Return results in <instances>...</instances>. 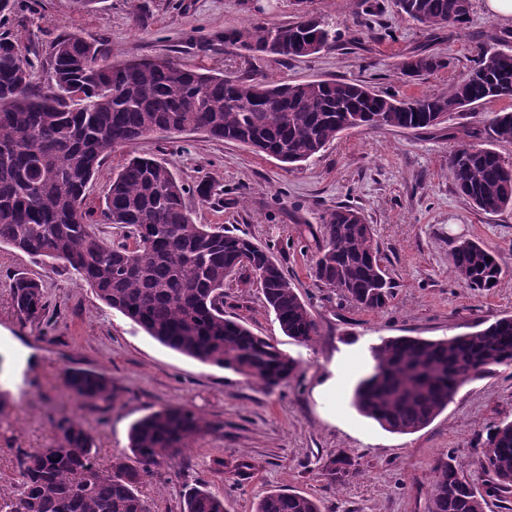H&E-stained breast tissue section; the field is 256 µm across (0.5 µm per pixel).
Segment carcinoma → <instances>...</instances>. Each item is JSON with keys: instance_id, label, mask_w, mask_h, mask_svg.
I'll list each match as a JSON object with an SVG mask.
<instances>
[{"instance_id": "cac0c4a2", "label": "carcinoma", "mask_w": 512, "mask_h": 512, "mask_svg": "<svg viewBox=\"0 0 512 512\" xmlns=\"http://www.w3.org/2000/svg\"><path fill=\"white\" fill-rule=\"evenodd\" d=\"M400 13L428 27L468 21L471 0H397ZM250 56L281 59L320 53L336 43V30L319 17L288 24H257L224 34ZM442 66L433 54L407 56L403 75L418 77ZM512 98V53L487 50L468 78L448 90L414 100L381 95L347 81L247 82L222 72L167 60L109 62L101 46L76 36L51 47L43 83L10 32L0 33V244L30 257L61 263L94 288L109 308L162 345L204 364L231 370L272 390L291 378L297 361L243 320L224 314V288L256 278L264 304L283 333L306 344L317 323L270 252L224 226L193 222L185 188L163 161L134 156L112 176L105 220L123 241L101 237L83 203L90 182L113 151L157 134L199 132L242 143L288 165L316 157L341 132L391 127L423 130L481 102ZM490 130L512 142V111L494 113ZM462 196L487 214L512 210V165L478 134L448 157ZM313 258L317 281L340 291L356 307L378 311L393 287L374 244L372 226L352 208L338 206L320 225ZM467 288H494L507 268L482 243L464 240L448 254ZM17 311L30 321L46 309L42 285L22 274L11 285ZM381 377L363 379L353 406L383 429L400 434L430 424L465 382L491 366L512 364V317H503L465 340L387 338L371 350ZM83 401H106L112 380L84 369L64 373ZM192 409L168 407L132 423L129 452L101 469L94 439L81 423H58L57 446L19 450L20 481L0 512H150L138 494L152 466L174 464L193 437L209 428ZM492 481L471 485L453 459L431 484L428 512H485L489 501H512V421L489 429L476 457ZM336 481L358 473L347 456L330 460ZM183 512H227L224 497L205 486L190 489ZM255 512H321L318 501L273 490Z\"/></svg>"}]
</instances>
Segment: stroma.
Instances as JSON below:
<instances>
[{
	"label": "stroma",
	"mask_w": 512,
	"mask_h": 512,
	"mask_svg": "<svg viewBox=\"0 0 512 512\" xmlns=\"http://www.w3.org/2000/svg\"><path fill=\"white\" fill-rule=\"evenodd\" d=\"M322 17L336 30L333 47L309 56L254 59L224 42L225 32L257 23L286 24ZM8 27L42 79L52 44L75 35L101 44L112 61L161 58L244 79L292 82L358 80L381 94L421 98L447 89L489 48L512 51V19L492 17L485 0H472L466 27L433 29L401 16L395 0H16ZM440 55L442 68L409 78L400 63L409 53ZM512 110V99L490 100L449 115L422 131L352 129L313 159L287 167L236 142L202 133L151 137L106 159L86 198L102 213L113 171L124 159L151 154L165 160L190 189L210 182L208 201L187 194L198 224H223L269 246L316 320L310 344L285 336L265 309L258 286L226 290L227 314L240 317L297 360V374L274 391L241 375L203 364L151 338L94 290L8 245H0V497L17 491L18 449L55 446L56 422L79 419L91 433L100 466L128 449L138 418L183 406L210 430L184 449L179 461L144 475L140 493L151 512H181L186 490L203 483L223 495L229 512H253L274 489L317 499L322 512H428L436 466L454 459L476 485L489 477L475 464L487 428L512 420V366L492 367L465 383L426 428L390 433L352 406L357 383L371 371V349L382 339H444L512 316V275L496 288H466L448 267L461 240L484 243L512 264V211L487 214L458 194L448 155L470 128L487 129L492 114ZM360 210L394 286L384 309L368 312L317 282L312 259L324 216L339 206ZM23 273L41 281L48 304L38 322L13 307L11 283ZM356 369L330 389L334 362ZM71 367L112 381L106 401H77L64 382ZM349 456L358 475L336 483L327 466ZM224 458L217 470L214 458ZM247 458L246 478L229 466Z\"/></svg>",
	"instance_id": "obj_1"
}]
</instances>
